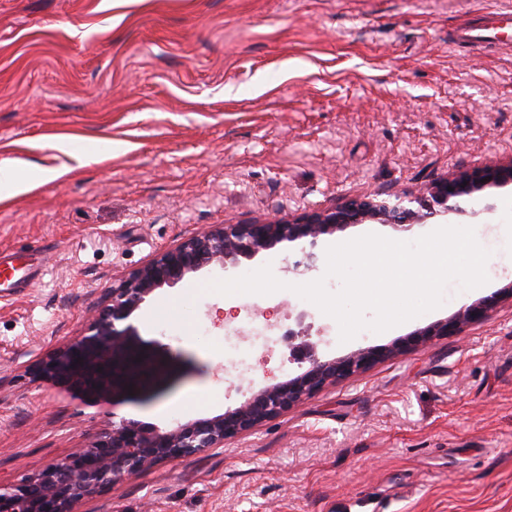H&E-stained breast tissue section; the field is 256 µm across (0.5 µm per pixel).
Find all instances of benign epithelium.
<instances>
[{
    "mask_svg": "<svg viewBox=\"0 0 512 512\" xmlns=\"http://www.w3.org/2000/svg\"><path fill=\"white\" fill-rule=\"evenodd\" d=\"M512 184V160L495 162L432 180L417 192L350 199L338 206L252 224H218L190 236L137 268L108 293L84 331L55 347L33 367L34 378L56 385L93 406L117 405L148 393L167 365L156 342L143 339L130 319L156 290L209 266L233 268L278 244L303 241L310 251L290 271L313 267L317 243L354 224L376 222L394 228L427 224L479 199L490 188ZM512 300V281L493 295L461 306L451 317L418 329L388 347L360 349L321 360L307 347L294 353L309 368L267 386L240 407L211 418L178 422L161 431L132 419L112 422L99 438L19 482L0 479V512H74L75 504L96 496L145 468L189 458L248 433L314 396L329 384L361 373L379 360L439 336L463 332L487 320L497 305Z\"/></svg>",
    "mask_w": 512,
    "mask_h": 512,
    "instance_id": "benign-epithelium-1",
    "label": "benign epithelium"
}]
</instances>
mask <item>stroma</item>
I'll list each match as a JSON object with an SVG mask.
<instances>
[{
	"label": "stroma",
	"mask_w": 512,
	"mask_h": 512,
	"mask_svg": "<svg viewBox=\"0 0 512 512\" xmlns=\"http://www.w3.org/2000/svg\"><path fill=\"white\" fill-rule=\"evenodd\" d=\"M494 0H0V161L31 188L0 202V252L40 276L0 302V477L21 480L125 418L167 429L238 408L304 372L287 331L331 360L381 347L512 282V186L449 214L490 251L487 284L380 334L288 290L205 292L207 267L132 316L164 349L142 398L88 406L30 368L105 295L214 224L288 217L417 190L512 159V49H457ZM88 156L75 167L55 142ZM58 170V178L42 175ZM281 243L240 259L281 281L325 278ZM271 327L245 366L228 331ZM75 512H512V302L462 334L398 353L223 447L156 464Z\"/></svg>",
	"instance_id": "obj_1"
}]
</instances>
